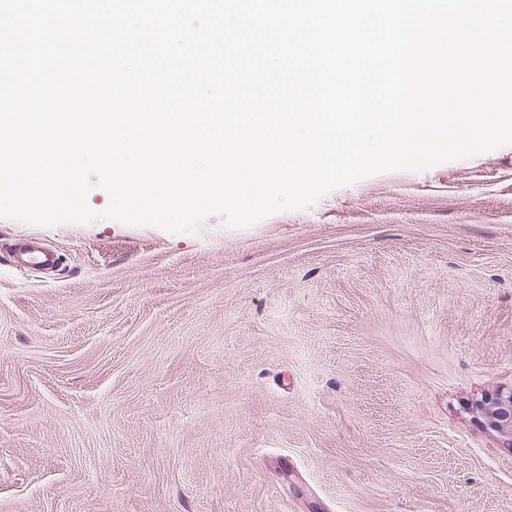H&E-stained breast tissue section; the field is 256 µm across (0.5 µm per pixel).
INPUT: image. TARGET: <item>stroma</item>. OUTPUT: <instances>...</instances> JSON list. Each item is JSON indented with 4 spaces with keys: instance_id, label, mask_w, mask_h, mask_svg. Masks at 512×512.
<instances>
[{
    "instance_id": "1",
    "label": "stroma",
    "mask_w": 512,
    "mask_h": 512,
    "mask_svg": "<svg viewBox=\"0 0 512 512\" xmlns=\"http://www.w3.org/2000/svg\"><path fill=\"white\" fill-rule=\"evenodd\" d=\"M510 385L512 145L240 229L0 218V512H512ZM15 264L20 268H44L57 264L54 253L40 246L36 237H23L15 245ZM483 424L488 429L507 436L506 447H512V387L500 388L478 405Z\"/></svg>"
}]
</instances>
